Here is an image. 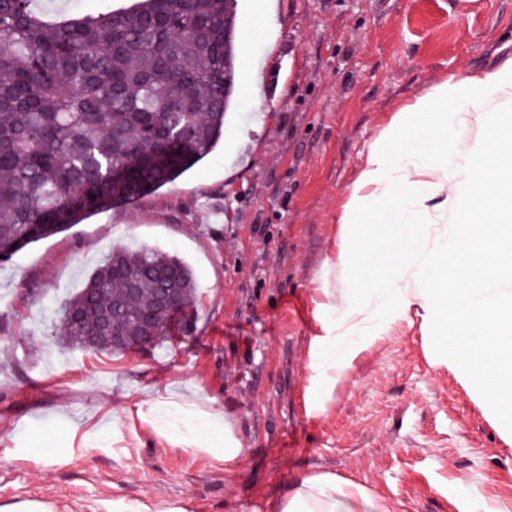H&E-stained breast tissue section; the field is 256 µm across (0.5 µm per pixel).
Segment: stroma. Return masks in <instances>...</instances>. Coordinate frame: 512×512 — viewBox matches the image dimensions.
Wrapping results in <instances>:
<instances>
[{
	"label": "stroma",
	"mask_w": 512,
	"mask_h": 512,
	"mask_svg": "<svg viewBox=\"0 0 512 512\" xmlns=\"http://www.w3.org/2000/svg\"><path fill=\"white\" fill-rule=\"evenodd\" d=\"M134 2L39 7L61 23ZM253 2L238 0L237 65L257 66L260 91L237 89L217 147L133 206L0 260V512H277L314 473L403 512H461L470 490L512 512V433L447 365L418 301L358 353L325 412H308L310 338L323 285H351L332 264L369 151L449 75L512 58V0H275L269 18ZM421 208L426 247L454 236L442 197ZM143 245L191 267L193 334L152 351L62 344V302L112 248ZM203 419L231 426L232 461L192 444Z\"/></svg>",
	"instance_id": "stroma-1"
}]
</instances>
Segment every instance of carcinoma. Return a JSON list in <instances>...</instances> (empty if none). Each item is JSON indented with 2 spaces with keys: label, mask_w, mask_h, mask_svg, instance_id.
Returning <instances> with one entry per match:
<instances>
[{
  "label": "carcinoma",
  "mask_w": 512,
  "mask_h": 512,
  "mask_svg": "<svg viewBox=\"0 0 512 512\" xmlns=\"http://www.w3.org/2000/svg\"><path fill=\"white\" fill-rule=\"evenodd\" d=\"M237 0H141L128 11L49 24L34 0H0V255L8 258L59 226L138 195L216 147L235 83V38L224 24ZM173 271L179 314L154 304L156 274ZM133 283L137 292L125 296ZM129 342L90 341L100 352L136 350L139 320L152 348L188 332L194 274L148 246L116 249L64 308L56 335L74 345L115 298Z\"/></svg>",
  "instance_id": "carcinoma-1"
}]
</instances>
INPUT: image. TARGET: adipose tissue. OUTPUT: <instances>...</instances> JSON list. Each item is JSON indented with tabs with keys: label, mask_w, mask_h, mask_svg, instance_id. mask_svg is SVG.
<instances>
[{
	"label": "adipose tissue",
	"mask_w": 512,
	"mask_h": 512,
	"mask_svg": "<svg viewBox=\"0 0 512 512\" xmlns=\"http://www.w3.org/2000/svg\"><path fill=\"white\" fill-rule=\"evenodd\" d=\"M483 134L462 142L468 123ZM446 195L459 233L425 250L416 220L422 200ZM352 230L340 255L355 288L328 303L331 318L310 340L311 413H321L340 376L376 335L380 321L418 300L447 360L478 382L512 424V58L478 77L450 76L396 114L351 191ZM420 265H413L414 257ZM413 271L425 286L403 287ZM401 512L396 501L329 473L311 474L278 512Z\"/></svg>",
	"instance_id": "obj_1"
}]
</instances>
